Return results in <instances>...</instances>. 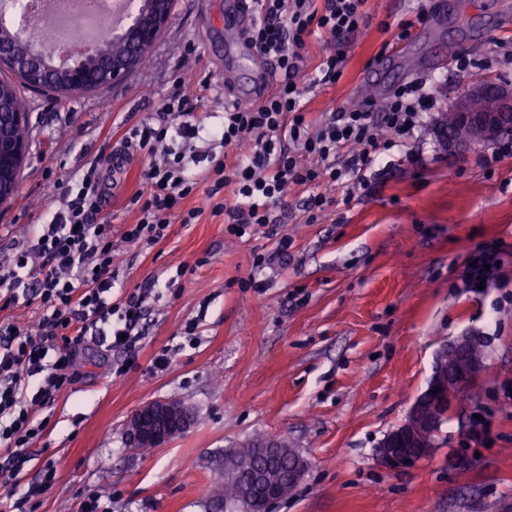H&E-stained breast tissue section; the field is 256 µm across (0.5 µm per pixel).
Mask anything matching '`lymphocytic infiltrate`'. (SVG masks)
I'll use <instances>...</instances> for the list:
<instances>
[{"label": "lymphocytic infiltrate", "instance_id": "obj_1", "mask_svg": "<svg viewBox=\"0 0 512 512\" xmlns=\"http://www.w3.org/2000/svg\"><path fill=\"white\" fill-rule=\"evenodd\" d=\"M369 0H253L246 39L276 65L275 90L258 103L228 104L224 119L206 126L198 109L209 79H176L154 117L128 130L121 150L143 159L129 206L137 220L113 229L104 212L105 186L98 164L62 186L49 223L37 225L12 259L0 262V512L26 506L56 478L45 462L38 481L23 483V466L43 438L36 414L52 407L76 380L87 344L125 353L134 366L143 340L140 322L155 286L113 299L116 273L112 237L154 245L172 224H195L203 214L223 217L238 238L273 224V212L298 187L307 194L309 220L330 207L333 191L368 189L384 176L381 151L411 138L424 114L438 110L426 80L392 90L382 107L367 101L311 120L303 96L342 77L350 37L360 33ZM323 46L318 61L309 40ZM212 149L196 150L199 139ZM202 202L188 206L196 192ZM36 307L34 326L2 317L17 305Z\"/></svg>", "mask_w": 512, "mask_h": 512}]
</instances>
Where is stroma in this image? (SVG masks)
<instances>
[{
  "instance_id": "obj_1",
  "label": "stroma",
  "mask_w": 512,
  "mask_h": 512,
  "mask_svg": "<svg viewBox=\"0 0 512 512\" xmlns=\"http://www.w3.org/2000/svg\"><path fill=\"white\" fill-rule=\"evenodd\" d=\"M418 0H379L351 45L336 84L316 86L312 117L430 79L442 110L484 79L512 83V0H429L405 51L382 78L373 65ZM194 44L195 54L185 52ZM469 52L477 64L461 71ZM233 57L224 45V0L196 9L177 0L144 68L122 84L57 101L18 86L27 111L29 156L18 191L0 206V259L32 225L44 223L57 187L86 164L119 150L124 130L149 119L177 76L220 83ZM439 122L385 151L393 166L371 192L336 202L304 221L305 193L293 188L279 221L243 238L224 220L174 224L151 246L115 239L114 297L175 279L147 300L136 366L124 354L89 346L78 381L41 411L45 436L24 471L55 481L34 512H76L97 495L112 512H218L211 489L225 456L259 436L297 449L308 463L274 512H500L512 504V156L491 162L501 140L448 149ZM142 166L107 190L113 224H131L127 206ZM286 255L253 271V256ZM499 244L498 268L483 289L467 281L469 259ZM184 275H177V267ZM197 322L195 336L186 326ZM467 331L489 337L479 406L450 413L431 455L406 469L377 458L431 379L436 354ZM172 350L169 364L152 365ZM176 399L194 425L162 448L130 447L127 420L142 404ZM489 427L486 443L472 434Z\"/></svg>"
}]
</instances>
